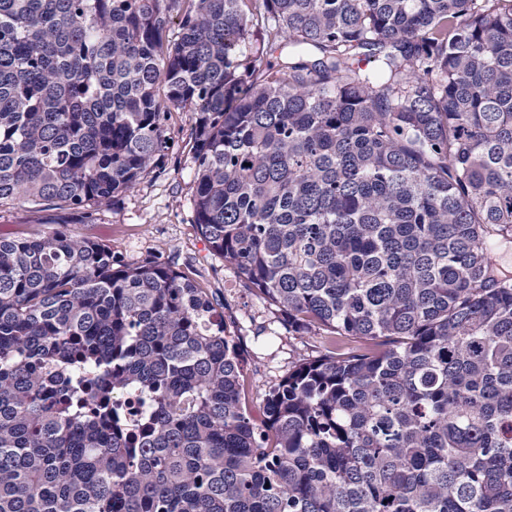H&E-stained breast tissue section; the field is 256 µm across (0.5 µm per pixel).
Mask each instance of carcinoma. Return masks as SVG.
<instances>
[{"label":"carcinoma","mask_w":512,"mask_h":512,"mask_svg":"<svg viewBox=\"0 0 512 512\" xmlns=\"http://www.w3.org/2000/svg\"><path fill=\"white\" fill-rule=\"evenodd\" d=\"M184 111L208 250L321 352L257 424L209 289L0 235V512H512V0H0V210L91 219ZM116 401L126 408L127 412L130 413V417H141L149 411V402L138 390L124 392Z\"/></svg>","instance_id":"carcinoma-1"}]
</instances>
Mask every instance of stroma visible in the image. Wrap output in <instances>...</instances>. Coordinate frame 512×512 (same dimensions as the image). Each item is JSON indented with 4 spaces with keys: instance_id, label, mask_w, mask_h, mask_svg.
<instances>
[{
    "instance_id": "1",
    "label": "stroma",
    "mask_w": 512,
    "mask_h": 512,
    "mask_svg": "<svg viewBox=\"0 0 512 512\" xmlns=\"http://www.w3.org/2000/svg\"><path fill=\"white\" fill-rule=\"evenodd\" d=\"M193 115L173 113L167 134L171 145L161 171L146 174L134 191L97 212L92 222L61 211L33 212L24 207L0 211V230L51 233L66 222L80 237L110 244L124 263L137 265L149 255L191 275L223 303L232 335L247 348L246 386L254 416H261L270 386L294 362L316 354V336L288 333L274 310L242 288L219 256L213 255L193 222L194 161L189 143Z\"/></svg>"
}]
</instances>
